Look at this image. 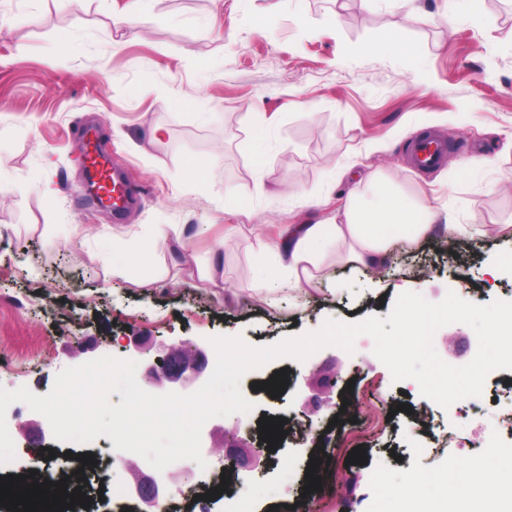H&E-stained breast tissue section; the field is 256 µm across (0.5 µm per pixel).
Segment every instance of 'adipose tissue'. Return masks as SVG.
<instances>
[{"instance_id":"1","label":"adipose tissue","mask_w":512,"mask_h":512,"mask_svg":"<svg viewBox=\"0 0 512 512\" xmlns=\"http://www.w3.org/2000/svg\"><path fill=\"white\" fill-rule=\"evenodd\" d=\"M360 180L373 189V197L349 192L344 204L323 221L286 224L275 241L260 242V254L275 261L279 286L292 292L307 291L315 286L317 271L330 262L378 268L394 240L403 236L418 241L438 222L446 224L452 237L472 230L471 225L457 223L451 213L435 210L399 191L380 172H366ZM469 481L465 488L453 475L443 480L412 474L408 479L410 505L395 512H483L482 503L487 499L512 512V481L504 482L499 470L484 466L470 474Z\"/></svg>"}]
</instances>
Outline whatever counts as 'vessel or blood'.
<instances>
[{"label":"vessel or blood","instance_id":"vessel-or-blood-1","mask_svg":"<svg viewBox=\"0 0 512 512\" xmlns=\"http://www.w3.org/2000/svg\"><path fill=\"white\" fill-rule=\"evenodd\" d=\"M448 153V145L433 135H423L410 146L412 166L420 171L431 170L441 164ZM103 152L94 130H86L81 145V166L85 174L96 177L102 185L101 197L112 204L113 216L126 213L137 201V192L130 186L124 172L115 166H101Z\"/></svg>","mask_w":512,"mask_h":512}]
</instances>
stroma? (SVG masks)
Masks as SVG:
<instances>
[{
  "label": "stroma",
  "mask_w": 512,
  "mask_h": 512,
  "mask_svg": "<svg viewBox=\"0 0 512 512\" xmlns=\"http://www.w3.org/2000/svg\"><path fill=\"white\" fill-rule=\"evenodd\" d=\"M479 17L449 14L446 0H419L417 12L398 0H154L156 21L139 17L135 0H87L82 26L63 0H0V355L22 362L0 366V388L47 394L64 369L111 355L137 364L151 394H190L196 384L158 381L148 373L172 349H201L219 334L254 345L321 327L330 317L356 322L387 317L405 291L441 301L447 291L487 304L512 301V0H476ZM129 15L121 29L111 16ZM395 30L414 48L377 50ZM72 36L77 52H59ZM178 92L181 107L163 99ZM160 140L149 141L153 125ZM121 164L142 199L124 219L84 209L79 145L85 129ZM445 139L442 165L418 171L409 146L423 133ZM210 170L199 180L185 161ZM379 171L395 186L438 208L478 235L444 249V225L418 243L399 240L397 263L376 270L327 266L316 288L302 294L258 292L276 279L258 250L281 225L318 221L327 209L306 206V191L345 198L337 168ZM130 228L148 242L147 272L112 274V243L103 227ZM157 224H185L182 241L155 237ZM224 234L219 287H204L216 234ZM448 364L470 362L478 349L468 325L452 323L434 338ZM279 396L255 389L278 372ZM512 370L491 372L477 400L442 408L415 381L393 382L369 336L354 352L325 347L304 362L278 359L242 383L254 411L208 420L201 430L206 468L171 464L165 496L219 472L236 446L248 484L238 496L247 512L294 504L306 483L311 454L328 461L335 481L311 492L320 512H391L411 474L476 471L487 454L512 448L498 431L512 410ZM409 405L401 412L399 404ZM479 412H472L470 404ZM307 428L286 435L275 451L262 448V416ZM6 423L28 461L68 465L47 419L12 403ZM456 432L466 447L447 451L437 436ZM40 446L30 447L33 437ZM366 449L350 465L349 451ZM116 481L99 480L100 512H113L119 488L157 471L120 451Z\"/></svg>",
  "instance_id": "1"
}]
</instances>
